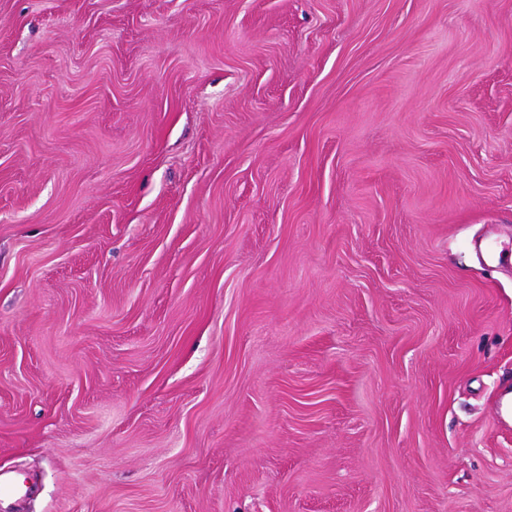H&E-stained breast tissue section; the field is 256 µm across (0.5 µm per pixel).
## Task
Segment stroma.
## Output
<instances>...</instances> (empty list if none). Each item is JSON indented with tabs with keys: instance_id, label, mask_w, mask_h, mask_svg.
I'll list each match as a JSON object with an SVG mask.
<instances>
[{
	"instance_id": "obj_1",
	"label": "stroma",
	"mask_w": 512,
	"mask_h": 512,
	"mask_svg": "<svg viewBox=\"0 0 512 512\" xmlns=\"http://www.w3.org/2000/svg\"><path fill=\"white\" fill-rule=\"evenodd\" d=\"M0 512H512V0H0Z\"/></svg>"
}]
</instances>
